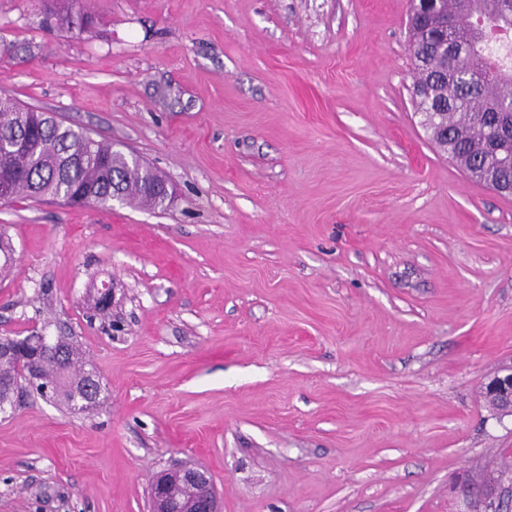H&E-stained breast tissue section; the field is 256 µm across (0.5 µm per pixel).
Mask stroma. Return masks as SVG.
Listing matches in <instances>:
<instances>
[{
  "instance_id": "1",
  "label": "stroma",
  "mask_w": 512,
  "mask_h": 512,
  "mask_svg": "<svg viewBox=\"0 0 512 512\" xmlns=\"http://www.w3.org/2000/svg\"><path fill=\"white\" fill-rule=\"evenodd\" d=\"M90 10L0 0V97L172 194L0 203V336L76 337L101 383L86 415L0 413V512H148L175 463L221 512H512V413L482 393L512 372V197L427 139L408 0Z\"/></svg>"
}]
</instances>
